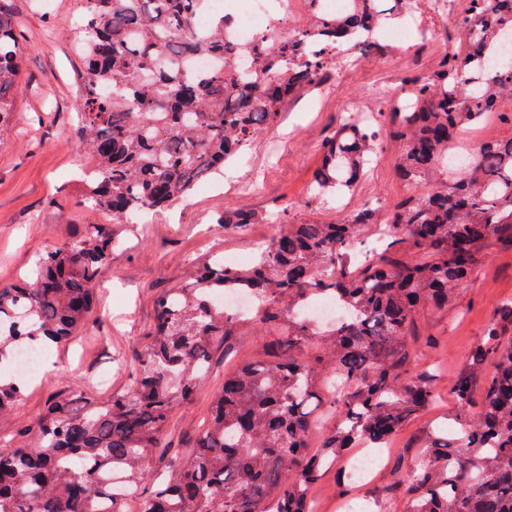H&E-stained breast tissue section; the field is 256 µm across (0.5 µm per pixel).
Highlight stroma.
I'll return each mask as SVG.
<instances>
[{
  "mask_svg": "<svg viewBox=\"0 0 512 512\" xmlns=\"http://www.w3.org/2000/svg\"><path fill=\"white\" fill-rule=\"evenodd\" d=\"M24 47L22 77L14 110L0 125V288L22 284L36 257L81 237L88 225L111 223L110 215L79 204L86 163L76 135V99L81 60L73 30L79 0H12ZM415 24L406 47L379 39L373 51L351 55L339 79L283 109L277 122L262 129L244 158L225 166L210 181L171 207L145 220L119 225L122 244L100 273V288L82 332L51 354L44 381L27 387L10 417L0 420V451L24 444L50 400L108 397L131 390L135 352L150 331L156 297L188 281L195 264L222 254L246 255L280 235L290 224L338 221L360 201L391 204L408 192L395 175L396 153L383 147L365 184L352 196L325 205L310 199L321 161L320 144L330 127L353 112L369 116L378 88L401 89L409 73L433 70L443 53L462 51L466 36L452 21L429 13L424 0L413 8ZM275 205V219L234 231L218 224L227 208L262 209ZM512 298V251L492 249L477 277L459 291L447 323L423 326L443 341L419 366H439V398L427 408L428 423L454 407V373L485 322L502 300ZM224 382L216 365L205 386L179 403L167 430L174 451L207 416L210 395Z\"/></svg>",
  "mask_w": 512,
  "mask_h": 512,
  "instance_id": "1",
  "label": "stroma"
}]
</instances>
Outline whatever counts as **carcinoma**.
Listing matches in <instances>:
<instances>
[{"mask_svg":"<svg viewBox=\"0 0 512 512\" xmlns=\"http://www.w3.org/2000/svg\"><path fill=\"white\" fill-rule=\"evenodd\" d=\"M361 0L341 18L312 14L286 37L260 35L253 48L224 43V18L207 39L191 20L206 0H81L75 40L84 50L76 102L78 141L91 161L85 205L131 224L143 212L186 198L196 183L243 156L285 103L320 84L336 48L407 13L409 0ZM467 32L463 55L445 53L430 73L406 77L405 99L386 103L381 124L341 123L322 142L311 187L325 200L354 193L383 143L412 193L387 212L391 234L370 240L382 204L368 200L341 222L290 224L246 266L214 259L179 288L158 295L154 330L136 354L126 393L104 401L48 405L35 435L0 452V512H123L115 477L140 494L142 512H314L312 488L338 458L381 449L436 398L438 374L414 369L418 317L448 318L457 290L494 247L512 251V138L479 143L448 177L450 144L495 114L512 126V58L479 76L478 59L512 34V0H445ZM206 52L222 65L202 77L185 70ZM252 55V71L236 57ZM23 46L10 0H0V123L13 111ZM112 84V94L101 92ZM271 212L224 210L242 229ZM107 224L35 260L32 281L0 288V363L31 341L64 345L91 313L102 266L117 246ZM229 288L255 295L249 315L218 302ZM335 299L326 329L295 315L304 295ZM255 324L279 332L281 360H243L212 394L211 414L175 476H154L150 457L179 402L202 386L216 353L230 356ZM0 377V416L23 394ZM447 421L420 428L417 464L402 479L404 512H512V298L499 303L454 382ZM326 415L317 446L309 425ZM399 486L373 485L364 512H390Z\"/></svg>","mask_w":512,"mask_h":512,"instance_id":"carcinoma-1","label":"carcinoma"}]
</instances>
